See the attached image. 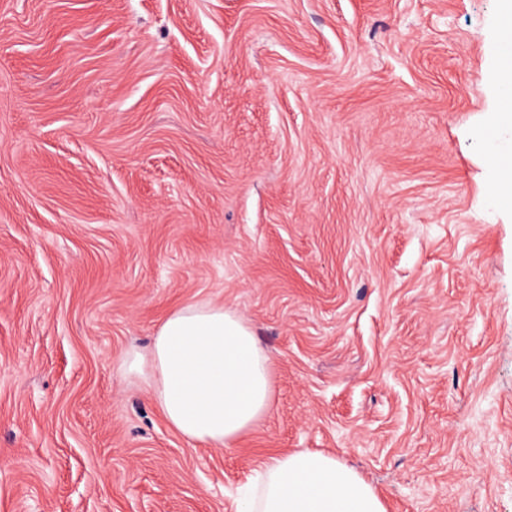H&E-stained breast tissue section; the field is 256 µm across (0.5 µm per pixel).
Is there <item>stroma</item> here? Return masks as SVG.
Here are the masks:
<instances>
[{
    "instance_id": "obj_1",
    "label": "stroma",
    "mask_w": 512,
    "mask_h": 512,
    "mask_svg": "<svg viewBox=\"0 0 512 512\" xmlns=\"http://www.w3.org/2000/svg\"><path fill=\"white\" fill-rule=\"evenodd\" d=\"M500 0H0V512H235L268 458L512 512ZM224 302L273 405L227 448L122 368ZM512 112V111H511ZM502 109L497 118L489 123L483 131L484 141L495 150H500L496 157L495 176L491 186L492 195L508 202L512 199V113ZM493 135V137H491Z\"/></svg>"
}]
</instances>
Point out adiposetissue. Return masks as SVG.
I'll list each match as a JSON object with an SVG mask.
<instances>
[{
	"label": "adipose tissue",
	"mask_w": 512,
	"mask_h": 512,
	"mask_svg": "<svg viewBox=\"0 0 512 512\" xmlns=\"http://www.w3.org/2000/svg\"><path fill=\"white\" fill-rule=\"evenodd\" d=\"M483 135L497 149L491 192L512 199V112L500 111ZM125 366L140 376L146 395L186 440L223 448L271 408L270 357L253 328L220 302L173 308L149 356L133 352ZM259 490L239 512H386L356 471L335 456L296 451L270 458Z\"/></svg>",
	"instance_id": "ef3b65f1"
}]
</instances>
